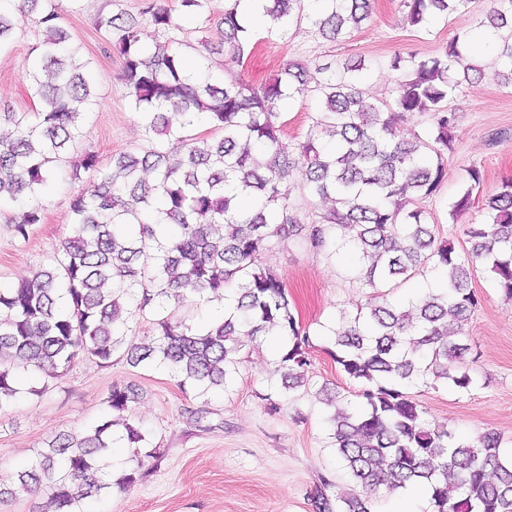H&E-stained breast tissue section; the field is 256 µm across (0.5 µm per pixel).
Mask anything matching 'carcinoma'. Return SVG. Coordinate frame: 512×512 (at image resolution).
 I'll use <instances>...</instances> for the list:
<instances>
[{
    "label": "carcinoma",
    "instance_id": "obj_1",
    "mask_svg": "<svg viewBox=\"0 0 512 512\" xmlns=\"http://www.w3.org/2000/svg\"><path fill=\"white\" fill-rule=\"evenodd\" d=\"M64 0H21L45 37L32 47L23 79L40 109L17 112L0 106V208L36 200L80 140L83 114L96 105L94 69L58 20ZM145 0L141 19L119 11L99 21L106 43L121 59L127 97L149 138L100 164L86 151L70 161L72 176L89 186L71 201L72 233L53 263L16 286H0V414L11 409L22 381L41 374L57 379L80 359L108 364L117 351L126 363L160 364L179 386L200 395L230 384L263 336H281L278 368L283 387L308 382L310 334L296 318L288 289L256 255L295 240L335 254L344 246L359 256L357 281L369 290L366 306L333 331V360L363 385V402L350 412L321 389L331 408L332 446L354 488L329 499L317 492L318 512H372L371 494L411 485L431 489L432 512H512V453L501 434L488 429L463 442L447 427L429 423L406 388L444 383L460 393L476 385L466 356L465 325L478 305L471 287L482 263L506 300L512 301V180L485 199L486 221L463 229L469 248L438 240L415 206L436 195L447 176L444 156L455 116L448 98L461 83H474L484 66L464 59L459 41L443 55L397 57L401 71L393 102L368 103L362 63L313 59L284 63L256 85L232 76L213 83L185 71L186 56L169 38L145 48V22L164 35L207 12L210 0ZM467 0H404L405 20L421 26L460 10ZM240 0L224 8V70L254 49L241 24ZM374 0H322L304 12V0H264V11L285 34L305 21L324 38L357 29L370 18ZM480 26L491 31L487 64L506 71L512 84V0H491ZM16 27L0 10V52ZM307 95L321 104L302 140L284 143L280 121L285 98ZM429 118L423 134L405 133L404 120ZM206 117L214 134L192 133ZM335 139L331 149L324 136ZM305 172L311 199L332 207L302 224L290 214L292 168ZM467 188L451 204L457 215L473 207L479 170L467 171ZM37 204L12 225L28 241L42 223ZM446 274L443 287L418 300L390 299L381 288L427 270ZM224 302V321L205 327L167 311L195 297ZM152 309L154 338L126 340L130 320ZM138 393L114 384L105 404L112 418L79 433L60 434L18 481L47 495L43 512H82L85 500L112 487L100 453L121 443L158 466L165 456L152 448L127 414Z\"/></svg>",
    "mask_w": 512,
    "mask_h": 512
}]
</instances>
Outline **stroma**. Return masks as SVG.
<instances>
[{
    "label": "stroma",
    "instance_id": "obj_1",
    "mask_svg": "<svg viewBox=\"0 0 512 512\" xmlns=\"http://www.w3.org/2000/svg\"><path fill=\"white\" fill-rule=\"evenodd\" d=\"M141 3L66 0L60 21L73 41L81 43L98 74V104L82 119L79 146L95 152L104 164L112 155L146 147L148 141L129 105L120 59L97 23L116 7L138 14ZM490 5V0H469L457 13L416 29L404 23L401 0H376L369 21L334 41L305 25L284 39L256 33L254 54L235 73L257 84L286 61L359 59L371 73L368 100H388L398 77L392 67L395 57L442 55L454 38L477 32ZM223 14L224 0H211L208 18L185 24L174 37L194 46L203 41L220 44ZM15 23V39L0 53V103L23 112L34 106L23 75L41 34L30 16L16 14ZM448 106L456 121L447 180L436 196L420 200L419 206L436 235L453 239L460 249L465 245L463 225L484 220L485 195L512 179V87L488 67L477 83L460 84ZM472 167L482 174L480 196L467 213L452 217L450 203L465 188L466 171ZM81 188L69 170H59L39 200L43 221L34 226L28 241L14 239L8 223L21 216L23 205H13L0 216V285L29 279L52 262L71 233L70 202ZM256 262L273 266L283 278L296 317L310 331L308 392L283 390L271 339L243 363L231 387L202 397L181 389L165 366L133 368L117 355L105 366L77 361L46 393L21 394L12 410L0 415V483L14 488L13 496L0 502V512H41L44 493L17 486V472L56 434L78 432L103 420L112 384L128 382L140 391L133 417L151 443L164 448L165 456L131 488L115 485L87 501V512H317V490L331 498L348 491L352 482L330 446L331 424L314 392L325 386L353 403L362 388L330 355L340 313L355 314L366 302L365 290L354 279L358 257L350 249L332 257L293 241L258 254ZM472 287L479 305L465 330L474 347L471 367L477 386L460 393L442 384L419 385L410 394L430 423L447 426L466 440L495 430L504 449L511 451L512 302L504 300L484 269H477ZM267 395L277 403V412L266 411Z\"/></svg>",
    "mask_w": 512,
    "mask_h": 512
}]
</instances>
